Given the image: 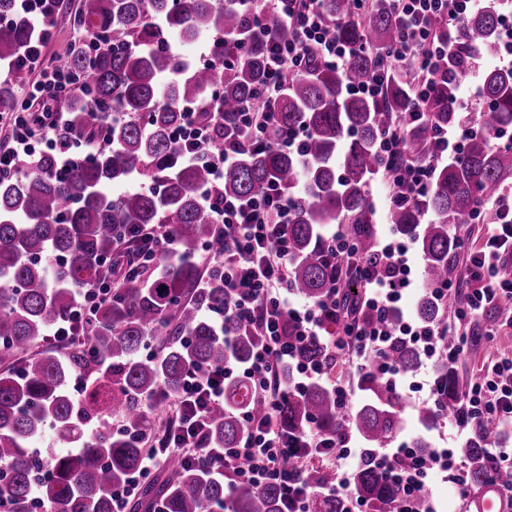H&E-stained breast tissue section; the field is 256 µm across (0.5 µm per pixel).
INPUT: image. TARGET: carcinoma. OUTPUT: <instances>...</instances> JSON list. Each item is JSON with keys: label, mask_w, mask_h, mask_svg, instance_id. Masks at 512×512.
<instances>
[{"label": "carcinoma", "mask_w": 512, "mask_h": 512, "mask_svg": "<svg viewBox=\"0 0 512 512\" xmlns=\"http://www.w3.org/2000/svg\"><path fill=\"white\" fill-rule=\"evenodd\" d=\"M248 0H83L72 18L85 41L52 61L66 73L75 94L46 87L44 94L63 96L67 130L82 135L92 154L77 160L60 176L59 156L44 153L34 163L18 164L14 178H0V364L32 348L39 338L69 314L75 296L87 284L127 274L122 287L96 314L91 350L74 349L63 360L43 352L30 359L21 375L0 372V470L8 477L0 499L13 509L38 497L44 512H113L112 492L137 471L147 448L138 431L146 409L157 405L162 392L175 396L187 371L198 366L244 363L256 336L251 329L212 316L230 298L224 278L214 273L209 286L197 287L199 269L193 262L199 244L220 251L209 213L198 189L209 181L206 164L183 162L171 130L180 122L182 107L211 97L214 111L225 123L237 121L239 104L254 101L265 78V46L260 39L240 40L251 26ZM318 9L336 38L354 51L342 66L308 53L302 70L288 76L274 106L279 129L300 127L307 133L300 153L275 146L248 150L224 169V191L240 199L258 197L275 180L294 204L289 236L295 261L288 287L309 301L326 297L331 257L323 231L346 225L356 241L359 258L376 262L373 212L367 190L378 165L380 133L398 113L413 108L428 120L407 129L406 149L417 162L430 159L429 146L438 126L457 128L461 114L454 101L467 59L493 60L499 55L500 5L472 12L456 36L448 81L414 105L412 75L401 72L386 79L381 100L347 91L351 82L371 79L381 69V56L396 43L399 20L390 0L357 4L354 0H320ZM36 32L16 9L15 0H0V61L23 53ZM209 36L224 42L215 63L186 69L178 56L157 48L173 37L186 45ZM17 73L0 81V112L17 109ZM478 95L488 109L480 114L483 131L470 136L463 151L437 167L433 186L421 201L392 208L387 215L403 237L413 241L425 260V284L414 315L422 324L440 320V304L430 288L448 278L460 242L451 228L467 222L475 208L512 184V143H495L494 135L512 129V68L487 67ZM107 127L109 143L98 144L99 129ZM146 176L152 187L114 192V187ZM431 221L421 225L424 216ZM129 224H169L179 240V256L161 260V269L143 266L125 272L115 253V231ZM58 260L53 278L46 275V258ZM154 342L157 356L142 359L139 351ZM306 361L331 363L325 343L314 339L299 353ZM401 371L421 363V351L399 342L390 351ZM105 361L110 372L103 383L76 404L72 379ZM367 401L354 411L336 404L333 393L320 385L288 399L277 414L285 431L309 424L337 439L347 433L366 442L385 443L403 431L401 394L385 378L362 373ZM442 407L417 413L426 430L442 415H457L462 392L455 372H441ZM263 413L247 379L226 387L224 406L212 413L208 440L233 448L243 434L240 414ZM114 417L118 426L88 428L94 419ZM51 429L70 449L56 454L48 477L33 484L43 468L30 445ZM466 466L465 498L459 512H470L472 497L492 486L500 492L512 485V469L492 470L497 431L474 432L460 448ZM169 478L144 484L131 504L133 512H153L162 502L166 512H282L277 485L240 483L228 491L224 480L178 456L167 459ZM304 485L319 489L333 481L318 466L299 468ZM352 491L368 512H395L401 498L370 459L352 477ZM311 512H346L345 500L318 493Z\"/></svg>", "instance_id": "carcinoma-1"}]
</instances>
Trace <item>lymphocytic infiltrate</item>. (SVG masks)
Segmentation results:
<instances>
[{
  "label": "lymphocytic infiltrate",
  "instance_id": "1",
  "mask_svg": "<svg viewBox=\"0 0 512 512\" xmlns=\"http://www.w3.org/2000/svg\"><path fill=\"white\" fill-rule=\"evenodd\" d=\"M317 0H250L256 17L274 14L279 33H266L268 81L260 95L265 107L242 104L235 125L218 130L207 124L202 114L209 109L208 101L187 105L181 123L172 137L183 150L188 163L206 162L210 180L201 189L200 199L209 211L224 242L223 250L210 253L205 259L207 268H221L224 290L232 303L224 311L225 319L253 328L259 341L242 372L266 405L263 417L243 413V440L234 448H216L206 441L212 409L224 402V384L232 379L233 364L191 369L177 397V414L159 448L144 459L141 469L133 474L127 485L114 490L113 512H125L131 488L146 480L152 469L177 455L193 462L205 463L210 470L221 473L229 485L248 482L256 486L277 484L283 491L287 512H310L314 496L298 478L288 460L302 462L318 455L336 453L339 470L329 492L345 495L347 512H363V501L351 494L348 468L352 458H370L385 474L400 484V512H418L419 501H432L427 483L429 473L453 472L455 486H462L465 466L455 454L435 452L432 462H422L410 442L394 448L358 449L351 451L350 436L341 441L320 433L316 427L300 432L282 431L276 424V413L288 398L302 395L314 383L329 384L339 407H347L350 391L332 379L326 365L302 360L299 348L321 337L326 321L338 317V298L346 284H353L361 296V306L374 320L362 325L347 322L344 335L334 341L337 350L352 347L358 369L389 377L393 386H401L405 376L393 364L389 351L402 338L421 345L432 367L455 365L469 350L468 325L477 321L491 306L512 299V273L506 272L508 257L512 256V186L500 189L493 198L497 220L495 230L482 250L467 252L464 280L449 278L433 290L439 301L466 286L465 302L454 311L455 326L443 324L411 326L387 322L388 312L397 309L404 288L409 284L408 269L403 259L408 250L405 243L392 241L378 245V266L360 261L353 239L342 232L329 238L331 256H343L346 269H335L328 288V298L322 302L297 303L290 301L288 279L293 260L289 242V227L293 213L288 198L279 183L272 182L260 198L243 201L225 195L224 169L233 164L241 151L262 148L268 144L297 151L305 140L304 130L282 132L275 128L269 109L290 72L301 68L308 50H316L327 61L341 65L351 54L349 47L337 41L325 26L316 6ZM400 20L398 41L389 49L387 64L398 71L413 66L417 97L430 93L443 79L441 63L450 58L452 40L443 35L445 28L458 26L470 13L480 7L482 0H393ZM20 7L37 36L30 41L16 70L37 77V84H60L62 73L41 70L43 51L53 36L56 13L51 0H20ZM35 84L20 88V110L7 118L12 130L10 143L0 145V177L13 175L18 161L28 153L32 143L42 142L51 151L70 161L73 145L62 138L64 113L50 100L38 97ZM421 112L398 117L381 134L378 142L380 165L377 177L387 188L389 203L416 201L430 189L435 162L448 152L462 151L464 134L480 132L477 115L465 113L462 128L437 129L433 135L431 160L418 163L405 153L404 135L408 121H419ZM223 133V149H215L216 133ZM137 241V260L152 263L174 255L176 234L168 224L149 232H121L117 243ZM110 294L101 286L88 285L80 293L69 326L55 329L49 336L59 349L76 342L88 343L98 308L109 300ZM454 336V343H445V336ZM512 422V360L500 359L483 367L476 380L464 393L461 411L455 419V442L467 440L475 427H490ZM409 458L402 467L398 458Z\"/></svg>",
  "mask_w": 512,
  "mask_h": 512
}]
</instances>
